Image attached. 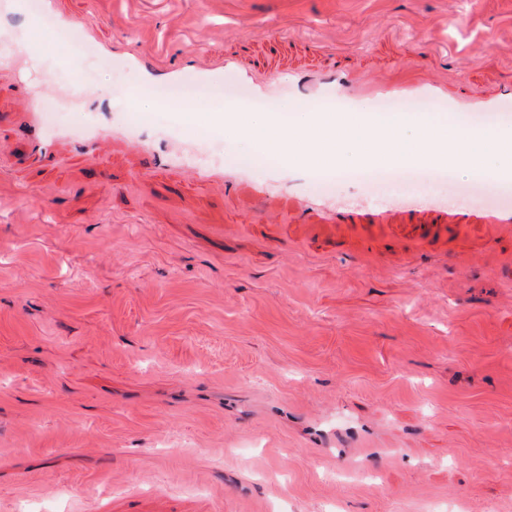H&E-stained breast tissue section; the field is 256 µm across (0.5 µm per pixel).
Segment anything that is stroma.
Here are the masks:
<instances>
[{
    "label": "stroma",
    "mask_w": 512,
    "mask_h": 512,
    "mask_svg": "<svg viewBox=\"0 0 512 512\" xmlns=\"http://www.w3.org/2000/svg\"><path fill=\"white\" fill-rule=\"evenodd\" d=\"M23 2L0 0L36 61L0 63V512H512V185L482 187L495 223L433 199L430 169L322 190L115 81L131 50L207 56L228 94L245 72L434 76L512 127V0H57L93 27L80 88L165 131L168 161L76 146L75 100L34 152L28 102L70 80Z\"/></svg>",
    "instance_id": "35a3bbf8"
}]
</instances>
